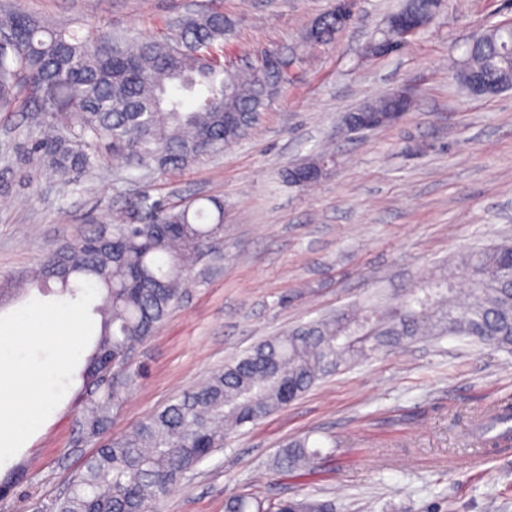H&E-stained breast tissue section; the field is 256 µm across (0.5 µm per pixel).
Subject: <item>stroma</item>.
Here are the masks:
<instances>
[{
    "mask_svg": "<svg viewBox=\"0 0 512 512\" xmlns=\"http://www.w3.org/2000/svg\"><path fill=\"white\" fill-rule=\"evenodd\" d=\"M50 23L165 36L182 17L223 10L233 64L260 52L288 61L279 93L244 139L182 169L132 178L106 156L67 178L38 174L23 112H0V278L26 279L61 245L80 241L142 196L172 205L224 202V261L189 279L183 301L137 351L147 379L112 419L118 436L257 342L326 315L391 316L415 288L457 275L460 253L512 237V90L462 93L448 68L471 38L512 21V0H446L401 53L367 47L401 0H357L331 39L307 34L332 0H23ZM398 122L343 134L342 118L397 89ZM334 147L336 162L300 189L283 173ZM73 378L43 426L10 459L30 478L0 512L49 501L94 451L77 430ZM512 399V353L446 336L340 368L288 407L228 437L159 512H224L233 493L311 496L336 512H512V454L474 455L473 419ZM308 436L315 473L278 474L285 445Z\"/></svg>",
    "mask_w": 512,
    "mask_h": 512,
    "instance_id": "35a3bbf8",
    "label": "stroma"
}]
</instances>
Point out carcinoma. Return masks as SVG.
<instances>
[{
    "instance_id": "cac0c4a2",
    "label": "carcinoma",
    "mask_w": 512,
    "mask_h": 512,
    "mask_svg": "<svg viewBox=\"0 0 512 512\" xmlns=\"http://www.w3.org/2000/svg\"><path fill=\"white\" fill-rule=\"evenodd\" d=\"M336 33V16L323 14L314 40ZM227 23L218 9L182 20L165 38L118 37L93 25L86 33L61 28L16 7L0 8V112L41 117L29 152L40 170L64 177L100 162L102 150L125 156L132 168H184L245 138L269 100L270 87L254 78L258 58L244 67L224 64ZM455 75H482L493 92L512 87V24L474 36ZM395 94L366 109L388 117L406 112ZM335 161L323 153L290 169L285 178L304 188ZM158 212L150 224H113L59 248L34 271L41 287L75 300L80 283L97 289L100 330L81 371L76 399L83 438L96 450L67 480V493L33 512H155V505L186 473L224 447L247 423L286 408L318 380L376 351L419 336H463L512 350V240L462 262L469 289L458 297L451 280L411 291L389 320L367 314L322 318L258 342L205 382L152 414L130 432L109 430L130 386L147 376L128 365L112 382L104 375L153 336L182 298V285L206 257L224 249V202L207 198L179 206L142 198ZM512 420L503 412L479 423L482 435ZM321 452L308 439L282 450L278 472H309ZM29 471L0 476V502L12 499ZM225 512H334L305 497L263 501L234 494Z\"/></svg>"
}]
</instances>
